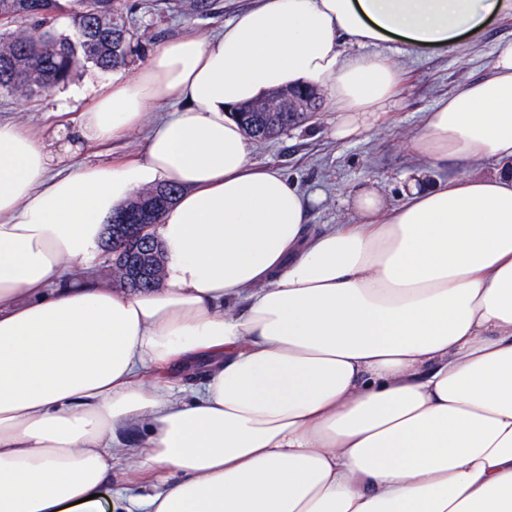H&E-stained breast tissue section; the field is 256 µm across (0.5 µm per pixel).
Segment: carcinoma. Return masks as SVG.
I'll use <instances>...</instances> for the list:
<instances>
[{
	"label": "carcinoma",
	"instance_id": "obj_1",
	"mask_svg": "<svg viewBox=\"0 0 512 512\" xmlns=\"http://www.w3.org/2000/svg\"><path fill=\"white\" fill-rule=\"evenodd\" d=\"M73 33L59 35L48 23L63 9L60 0H0V94L33 98L68 82L83 62L107 71L128 64L134 34L127 27L124 0H68ZM247 134L271 138L298 125L310 114L252 112L244 105L236 112ZM180 189L175 185L140 192L108 220L121 224L104 243L112 257H129L137 269L131 278L114 272L118 282L132 292L157 288L156 274L163 271V253L155 237L128 228L145 216L160 222Z\"/></svg>",
	"mask_w": 512,
	"mask_h": 512
}]
</instances>
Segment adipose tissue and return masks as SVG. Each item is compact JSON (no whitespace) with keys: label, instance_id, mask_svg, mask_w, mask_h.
Masks as SVG:
<instances>
[{"label":"adipose tissue","instance_id":"ef3b65f1","mask_svg":"<svg viewBox=\"0 0 512 512\" xmlns=\"http://www.w3.org/2000/svg\"><path fill=\"white\" fill-rule=\"evenodd\" d=\"M501 17L512 0H256L71 89L72 154L163 113L136 159L55 175L0 122V512H512V42L438 100L399 205L355 190L362 224L309 232L305 193L232 115L306 85L348 138L398 73L343 45L444 47ZM450 159L500 167L437 177ZM164 185V287L93 279L106 220ZM195 362L189 402L145 375ZM139 426L127 474L149 492L101 498Z\"/></svg>","mask_w":512,"mask_h":512}]
</instances>
